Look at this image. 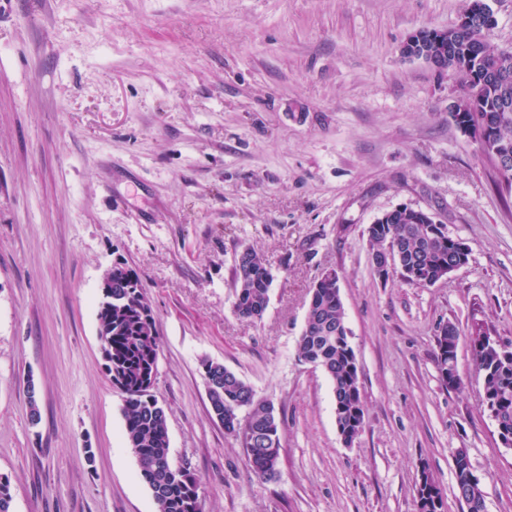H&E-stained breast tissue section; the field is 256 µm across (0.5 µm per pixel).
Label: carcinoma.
<instances>
[{"label": "carcinoma", "mask_w": 512, "mask_h": 512, "mask_svg": "<svg viewBox=\"0 0 512 512\" xmlns=\"http://www.w3.org/2000/svg\"><path fill=\"white\" fill-rule=\"evenodd\" d=\"M421 40L408 46L413 54L440 61L446 72L463 78L462 95L451 107L467 120L485 124L492 142L488 154L500 147L512 149V51L498 50L488 40L490 31L473 21L462 28L422 29ZM369 225L372 250L397 249V268L405 282L426 287L448 278L461 259L453 239L433 236L435 216L422 209L396 207ZM235 313L258 319L265 312L272 280L265 263L251 248L243 249L235 267ZM99 317L100 338L108 349L106 371L124 395V434L137 468L148 486L158 512H203L200 481L186 467L173 464L169 454L167 415L153 394L161 339L151 307L137 274L123 263L112 265L111 297ZM488 327L470 331L474 369L483 379L484 401L499 406L501 425L512 436V356L503 355L487 337ZM459 339L448 324L437 337L439 373L448 371V355ZM352 352L346 331L345 310L336 278L317 280L310 289L304 328L297 341L300 362L322 370L332 383L335 401L350 424L354 413H364L359 377L352 371ZM212 413L224 430L240 439L253 474L263 480L279 473L281 425L273 403L256 397L252 387L224 364L202 361ZM457 496L467 512H485L480 477L469 455L458 449L453 464ZM11 481L0 475V512H11Z\"/></svg>", "instance_id": "cac0c4a2"}]
</instances>
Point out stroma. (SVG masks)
Returning <instances> with one entry per match:
<instances>
[{
    "label": "stroma",
    "instance_id": "obj_1",
    "mask_svg": "<svg viewBox=\"0 0 512 512\" xmlns=\"http://www.w3.org/2000/svg\"><path fill=\"white\" fill-rule=\"evenodd\" d=\"M469 0H0V473L12 512H156L123 436L99 339L103 277L140 276L161 337L153 394L205 512H416L421 469L464 512L466 449L486 512H512V449L481 405L469 329L512 344V193L449 118L457 76L410 60ZM405 205L470 249L429 287L379 277L367 228ZM274 280L233 309L235 260ZM335 270L364 425L352 446L297 340ZM460 333L445 388L440 328ZM281 421L280 474L256 478L211 411L201 363ZM41 421L31 426L24 385ZM235 313L243 319H258L265 312L272 280L265 263L251 248H244L235 267ZM457 496L466 506L467 512H484L485 497L480 477L474 472L469 455L458 449V458L453 464Z\"/></svg>",
    "mask_w": 512,
    "mask_h": 512
}]
</instances>
